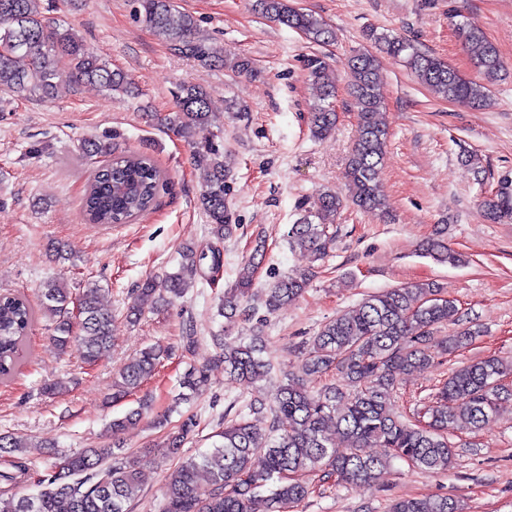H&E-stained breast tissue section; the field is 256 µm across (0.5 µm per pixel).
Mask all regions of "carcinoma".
<instances>
[{"label": "carcinoma", "instance_id": "carcinoma-1", "mask_svg": "<svg viewBox=\"0 0 512 512\" xmlns=\"http://www.w3.org/2000/svg\"><path fill=\"white\" fill-rule=\"evenodd\" d=\"M40 0H0V94L27 99L48 95L65 77L95 83L110 93H130L133 86L123 71L90 51L70 27L44 21L37 8ZM263 17L302 34L316 44L334 40L327 24L311 13L292 6L290 0H255ZM136 17L165 40L176 54L201 62L224 61L238 74L253 75L246 56L223 60L222 51L199 35L195 18L174 5V0H136ZM458 36L481 70L483 81L462 76L447 62L426 54L398 37L365 31V39L384 54L405 59L418 80L448 100L465 99L484 106L500 78L504 63L498 49L484 33L458 24ZM308 81L319 91V101L309 113L313 137L330 135L336 128L333 105L335 88L326 78L324 57L304 60ZM350 95L359 126V139L348 160L346 198L333 191L321 192L312 210L287 232L288 247L308 253L312 260L326 258L335 243L336 215L351 203L362 211L388 217L386 199L376 181L386 154L389 130L382 118L379 93L380 61L366 51L350 59ZM176 110L160 122L185 141L194 144V161L207 171L200 204L208 218L216 245L233 232L228 196L233 186L231 167L224 148L213 140L194 143L195 131L215 122L209 93L196 85L181 84L174 92ZM89 152L105 157L95 170L83 199L85 218L94 224H126L149 212L163 188L164 177L145 153H112L105 137L89 144ZM487 218L495 223L512 216V188L504 184L493 197L483 200ZM318 223H313L312 218ZM425 252L441 263L455 264L459 256L436 236L426 241ZM220 249L198 251L185 247V264L167 277L171 299H181L201 275L204 261L220 258ZM266 257L259 240L240 264L234 282L224 289L217 314L249 324L248 336L223 331L212 335L230 382L261 381L275 370L267 352L264 327L269 316L288 307L307 287L313 272L277 275L262 296L252 298L255 275ZM153 279L138 286L127 316L137 322L145 308L162 301ZM100 288L92 284L78 297L57 281L40 289L38 302L13 293H0V383L9 382L24 364L23 346L41 315L52 318V344L62 352L76 351L87 364L106 357L112 347V317L100 308ZM76 311H70V303ZM462 322L456 304L440 296L432 282L414 283L373 293L352 310L322 324L315 335L300 342L298 372L304 376L336 370L341 383L325 387L320 396L309 394L300 379L284 374L275 395L253 399L250 414L269 418L267 431H258L241 419L224 427L211 448L189 454L184 446L194 434L195 421L188 417L169 432L161 445L163 454L177 459L166 476L161 512H280L311 494L298 479L301 472L317 470L322 479L360 486L374 479L392 460L399 459L424 472L448 470L453 448L448 444V424L461 423L479 431L491 421L502 402L512 399V362L488 356L455 369L425 408L426 419L410 420L395 410L393 393L399 378L428 365L437 355L451 354L469 344L478 330L458 329L447 340L432 343L444 324ZM169 351L148 346L139 357L123 364L112 385V400L134 392L151 376ZM208 369L191 365L180 379L174 404L190 400L202 391ZM142 417L135 409L112 420V446L86 448L58 463L35 493L0 497V512H129L141 491L136 461L115 452L125 427ZM351 443L341 453L333 435ZM375 444L388 449L383 456H365L361 449ZM24 443L0 434V457L8 467L0 481L16 485L27 474L18 453ZM389 512H459L448 496L403 498L390 504Z\"/></svg>", "mask_w": 512, "mask_h": 512}]
</instances>
